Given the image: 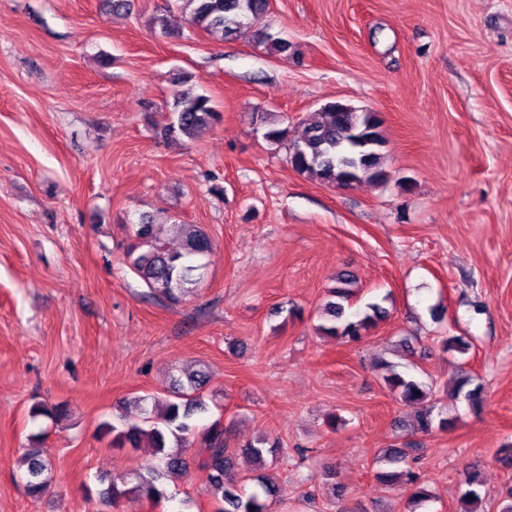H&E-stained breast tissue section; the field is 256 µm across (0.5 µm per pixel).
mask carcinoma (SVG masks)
Here are the masks:
<instances>
[{
	"label": "carcinoma",
	"instance_id": "obj_1",
	"mask_svg": "<svg viewBox=\"0 0 512 512\" xmlns=\"http://www.w3.org/2000/svg\"><path fill=\"white\" fill-rule=\"evenodd\" d=\"M190 8L191 22L226 39L236 37L252 28L267 12L269 0H183ZM174 118L165 127L170 137L192 138L212 126L220 115L205 94L180 92L175 95ZM381 120L374 112H355L349 105L332 101L323 105L318 120L305 126L301 137L288 145L290 163L299 173L324 183L349 186L363 180H383L387 172L383 167L384 144ZM159 223L149 215L140 216L126 256L132 272L156 297L172 305L197 289L204 276L206 265L202 263L211 251L208 235L196 224L167 225L168 235L180 240V247L170 249L161 240ZM357 285L356 274L348 269L341 271L335 284L328 287L327 301L322 311L324 323L317 330L325 336L340 337L350 341L361 338L382 317L386 310L379 303H368L365 309L352 310L351 299ZM388 374L383 380L389 390L399 395L408 405H419L415 413L414 430L429 434L435 429L450 431L454 421L449 417L435 419L432 408L423 405L426 386L415 379L394 370L387 362L381 363ZM173 399L156 395L132 397L130 409L122 413L118 421H104L100 433L112 436L116 448H138L145 444L153 449L155 462L143 474L127 480L108 482L101 495L116 502H158L165 497L160 480L163 470H181L186 467L183 453L199 438L195 459L205 474V491L214 499L212 512H274L277 505L276 486L266 476L251 478L233 471L234 453L224 441V426L216 420L195 432V418L207 411L204 396V374L188 373L185 377L172 376ZM451 397L462 395L471 407L483 408L484 394L479 385H472L469 377L456 380L450 391ZM256 461L276 459L283 455V448L275 440L260 438L242 449ZM413 448H388L382 461L391 466L381 478L398 484L408 493L407 512H417L416 507L430 501V494L421 484L414 471ZM20 466L27 475L26 491L36 500L44 493L51 461L42 439L31 436V446L25 449ZM462 500L471 505L464 512H480L476 505L482 503L480 487L484 485L480 475L471 472L465 477Z\"/></svg>",
	"mask_w": 512,
	"mask_h": 512
}]
</instances>
